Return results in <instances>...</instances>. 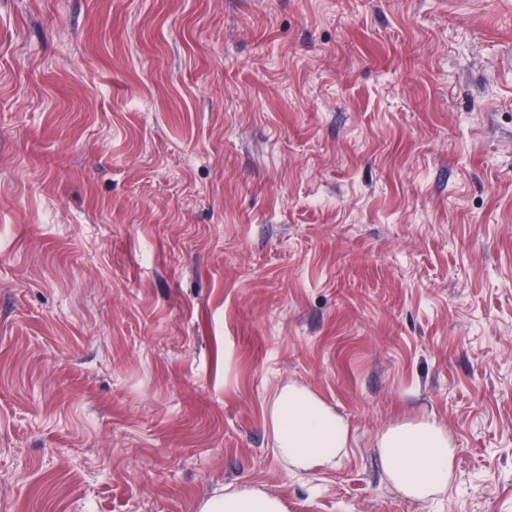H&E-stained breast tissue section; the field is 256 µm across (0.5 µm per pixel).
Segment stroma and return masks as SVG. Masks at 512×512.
Returning <instances> with one entry per match:
<instances>
[{"mask_svg":"<svg viewBox=\"0 0 512 512\" xmlns=\"http://www.w3.org/2000/svg\"><path fill=\"white\" fill-rule=\"evenodd\" d=\"M347 418L287 475L283 381ZM431 415L444 496L375 438ZM512 512V0H0V512ZM385 477L406 499L426 502L448 491L457 448L433 416L392 424L376 437ZM199 512H286L283 498L268 489L245 485L225 488L203 500Z\"/></svg>","mask_w":512,"mask_h":512,"instance_id":"stroma-1","label":"stroma"}]
</instances>
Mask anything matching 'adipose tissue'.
Here are the masks:
<instances>
[{
    "label": "adipose tissue",
    "mask_w": 512,
    "mask_h": 512,
    "mask_svg": "<svg viewBox=\"0 0 512 512\" xmlns=\"http://www.w3.org/2000/svg\"><path fill=\"white\" fill-rule=\"evenodd\" d=\"M264 424L273 455L293 476L334 469L352 436L344 416L295 382L270 392ZM375 446L387 481L406 499L426 502L447 492L457 449L447 427L435 417L392 424L377 435ZM199 512H286V507L279 494L245 485L208 497Z\"/></svg>",
    "instance_id": "1"
}]
</instances>
